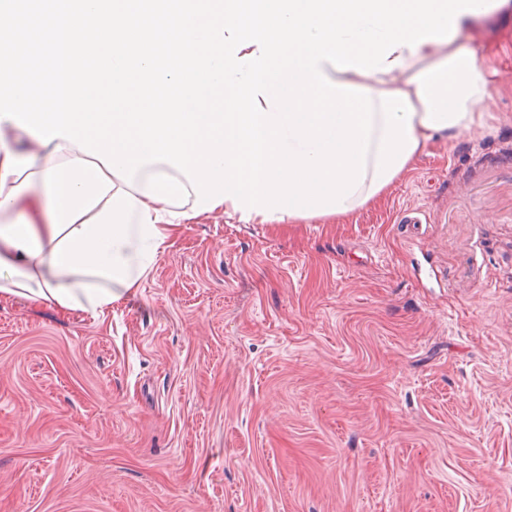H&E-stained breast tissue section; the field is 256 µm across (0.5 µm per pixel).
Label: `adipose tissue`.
I'll list each match as a JSON object with an SVG mask.
<instances>
[{
    "instance_id": "1",
    "label": "adipose tissue",
    "mask_w": 512,
    "mask_h": 512,
    "mask_svg": "<svg viewBox=\"0 0 512 512\" xmlns=\"http://www.w3.org/2000/svg\"><path fill=\"white\" fill-rule=\"evenodd\" d=\"M57 0L0 12V295L99 316L199 216L347 215L483 131L458 37L512 0ZM192 205H185V198Z\"/></svg>"
}]
</instances>
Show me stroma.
I'll return each instance as SVG.
<instances>
[{
	"label": "stroma",
	"mask_w": 512,
	"mask_h": 512,
	"mask_svg": "<svg viewBox=\"0 0 512 512\" xmlns=\"http://www.w3.org/2000/svg\"><path fill=\"white\" fill-rule=\"evenodd\" d=\"M460 43L493 131L373 204L180 225L101 319L0 296V512H512V14Z\"/></svg>",
	"instance_id": "1"
}]
</instances>
